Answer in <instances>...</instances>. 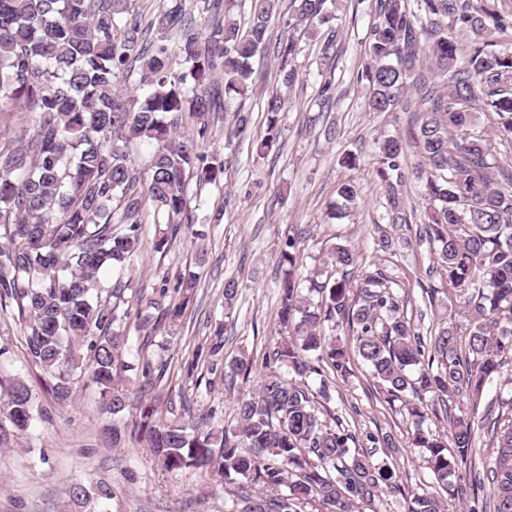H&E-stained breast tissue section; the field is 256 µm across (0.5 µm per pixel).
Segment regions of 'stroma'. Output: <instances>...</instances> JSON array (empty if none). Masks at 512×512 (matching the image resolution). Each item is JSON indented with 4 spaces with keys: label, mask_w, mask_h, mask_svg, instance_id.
I'll use <instances>...</instances> for the list:
<instances>
[{
    "label": "stroma",
    "mask_w": 512,
    "mask_h": 512,
    "mask_svg": "<svg viewBox=\"0 0 512 512\" xmlns=\"http://www.w3.org/2000/svg\"><path fill=\"white\" fill-rule=\"evenodd\" d=\"M288 4L280 0L271 19V37L290 35L298 43L291 63L293 84L285 83L273 51L255 57L252 94L232 100L228 111L211 116L207 145L227 161L223 181H188L194 230L181 231L167 248L157 250L156 224L149 221L142 228L144 248L133 261L125 309H134L135 294L151 295L162 279H175L193 267L197 250L206 254L191 298L173 290L167 293L168 303L186 304L181 328L170 329L167 320H159L145 341L136 320H128L125 327L128 361H137L143 352L164 368V378L151 396L172 418L188 408L213 424H233L237 398L255 384L225 387V360H262L285 334L278 310L283 278L279 253L286 235L300 237L302 275L321 282L336 278L327 251L334 244L348 245L359 256L358 272L382 267L408 292L407 315L415 324L428 327L447 313L448 296L439 290V275L428 273V247L418 241L426 202L416 173L425 164L415 149H408L403 164L402 192L410 221L393 230V252H380L375 245L378 226L388 223L386 191L377 174V142L405 134L411 107L418 102L417 96H410V109L390 113L371 112L365 106L368 88L357 73L363 64L362 44L377 21V0H328L343 30L332 61L320 53L329 26L289 29ZM327 79L335 94L323 104L318 90ZM275 93L284 100L280 138L262 156L253 144L266 134L262 105ZM237 109L251 115L241 134L235 128ZM346 152L359 155L356 169L341 167ZM348 179L358 186L360 198L351 216L338 221L330 213L338 184ZM231 278L240 288L228 305L224 282ZM430 286L439 290L436 299L425 293ZM192 361L197 367L191 372L187 365ZM352 369L349 381L336 382L325 403L330 416L359 435L383 429L406 439L411 421L377 392L361 362H353ZM0 374L24 378L42 409L25 433L0 447V512H224L232 485L192 469L162 471L131 433L134 411L116 418L103 411L98 390L88 380H75L68 401L57 403L41 384L40 369L28 360L24 323L8 300L0 301ZM114 421L121 426L116 447L104 438L106 426ZM76 485L92 494L85 507L76 506L70 497ZM101 485L110 488L109 498L96 497Z\"/></svg>",
    "instance_id": "35a3bbf8"
}]
</instances>
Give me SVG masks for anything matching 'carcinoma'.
Wrapping results in <instances>:
<instances>
[{
  "instance_id": "cac0c4a2",
  "label": "carcinoma",
  "mask_w": 512,
  "mask_h": 512,
  "mask_svg": "<svg viewBox=\"0 0 512 512\" xmlns=\"http://www.w3.org/2000/svg\"><path fill=\"white\" fill-rule=\"evenodd\" d=\"M130 2L0 0V113L25 112L35 126L16 147L0 150L7 239L0 246V299L14 301L26 320L28 358L53 394L67 399L73 378L86 374L105 411L116 416L136 406L138 437L163 470L195 468L237 484L227 512H381L384 494L404 491L389 462L401 442L380 430L359 439L323 421L317 407L330 397L327 376L346 381L354 356L386 402L400 403L411 418L407 447L425 453L432 483L408 492L406 512H458L449 477L472 460L477 427L494 455L474 471L472 484L486 493L472 512H512V415L475 418L512 353V0H379L357 74L369 88L371 112L394 111L416 84L422 91L408 135L379 142L378 174L392 224H406L398 190L406 147L424 158L419 178L431 271L455 296V321L421 332L406 316L409 296L384 269L350 280L347 268L356 267L358 254L342 245L330 254L341 276L310 281L318 301L302 297L297 241L289 236L280 252L288 269L278 311L288 336L266 356L255 391L237 399L231 430L194 416L166 418L143 395L132 403L114 376L134 370L150 388L164 369L124 359L128 312L118 300L127 289L123 275L143 247L147 207L166 225L154 241L160 250L193 223L187 178H224L221 154L204 146L207 115L221 98L247 93L251 59L270 42L278 0H260L245 29L221 15L223 0H200L201 22L175 4L146 24L130 14ZM326 3L290 0L289 25L328 22ZM297 52L292 37L274 44L284 66ZM175 53L186 70H172ZM423 57L432 64L428 78L418 71ZM216 71L224 91L198 90ZM134 72L150 88L142 97L119 89ZM283 104L278 94L267 98V136L257 151L275 145ZM185 112L199 119L195 137L177 131ZM479 112L496 116L493 133L476 130ZM144 141L155 150L140 173L130 154ZM337 195L346 212L357 207L352 181L340 183ZM104 270L119 273L111 305L97 295ZM167 288L164 279L140 300L178 321L184 306L164 305ZM458 322L467 323L464 339ZM252 371L246 358H232L224 362V384L246 383ZM450 403L471 410L453 418L449 444L423 423ZM33 417L29 387L12 379L0 398V436L3 422L21 432Z\"/></svg>"
}]
</instances>
